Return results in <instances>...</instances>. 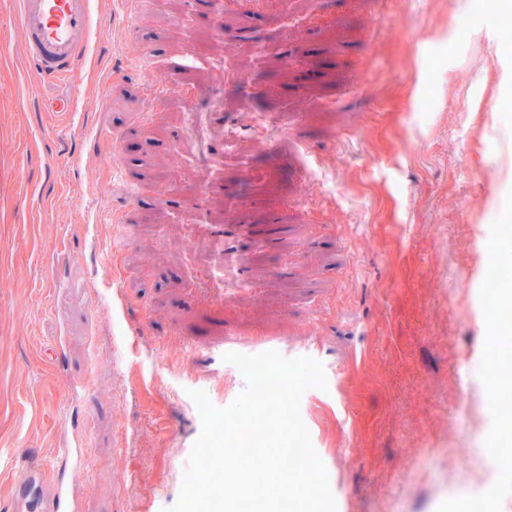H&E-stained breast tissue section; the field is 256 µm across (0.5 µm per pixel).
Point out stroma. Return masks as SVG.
I'll return each instance as SVG.
<instances>
[{
	"label": "stroma",
	"instance_id": "35a3bbf8",
	"mask_svg": "<svg viewBox=\"0 0 512 512\" xmlns=\"http://www.w3.org/2000/svg\"><path fill=\"white\" fill-rule=\"evenodd\" d=\"M15 2L0 0V448L50 458L82 438L81 512H165L201 432L191 391L223 408L243 380L190 346L230 328L315 345L326 361L327 387L305 391L300 413L336 512H512V473L496 465L512 458V414L462 398L487 385L479 363L512 371V327L484 288L489 262L512 263V13L293 0L246 23L225 16L219 37L186 0H147L133 19L94 0L79 77L42 81ZM189 36L202 55L181 51ZM225 55L257 93L247 106L223 91L241 121L224 188L242 166L257 173L238 221L267 245L236 243L256 287L213 303L211 253L188 241L200 213L173 201L201 186L175 148L183 110L169 90L209 87L208 61ZM100 126L120 151L88 155ZM113 166L146 175L134 201ZM107 205L136 220L109 264L111 227L95 221ZM463 444L471 455L446 482Z\"/></svg>",
	"mask_w": 512,
	"mask_h": 512
}]
</instances>
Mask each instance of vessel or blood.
Segmentation results:
<instances>
[{
  "label": "vessel or blood",
  "instance_id": "1",
  "mask_svg": "<svg viewBox=\"0 0 512 512\" xmlns=\"http://www.w3.org/2000/svg\"><path fill=\"white\" fill-rule=\"evenodd\" d=\"M213 15L232 11L242 16L274 8L287 9L288 0H207ZM15 22L23 33L32 62V72L44 80L76 78L91 38V0H18ZM214 85L243 88L248 79L232 68L229 61L216 58L211 63ZM177 96L185 108L186 142L193 148L197 172L203 187L200 202L209 207L219 205L236 213L243 199L224 193V114L220 98L200 100L191 86H180ZM99 221L111 225L112 238L108 251L123 254L128 244V229L133 219L130 213L114 216L103 210ZM244 224L204 223L199 225L191 241L221 242L247 234ZM270 338L233 339L227 348L201 350L208 363L222 360L225 352L249 353L279 351ZM16 470L12 495V512H79L78 474L86 467V454L80 445L61 449L60 461L48 469L16 453L12 456Z\"/></svg>",
  "mask_w": 512,
  "mask_h": 512
}]
</instances>
